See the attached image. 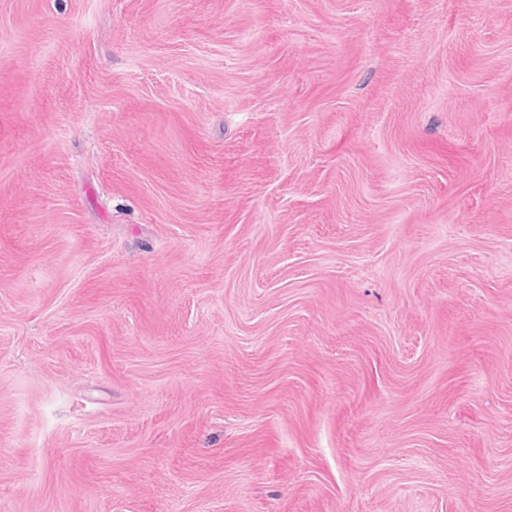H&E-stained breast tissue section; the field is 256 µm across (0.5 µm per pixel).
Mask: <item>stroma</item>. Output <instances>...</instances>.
<instances>
[{
  "label": "stroma",
  "mask_w": 512,
  "mask_h": 512,
  "mask_svg": "<svg viewBox=\"0 0 512 512\" xmlns=\"http://www.w3.org/2000/svg\"><path fill=\"white\" fill-rule=\"evenodd\" d=\"M0 512H512V0H0Z\"/></svg>",
  "instance_id": "stroma-1"
}]
</instances>
